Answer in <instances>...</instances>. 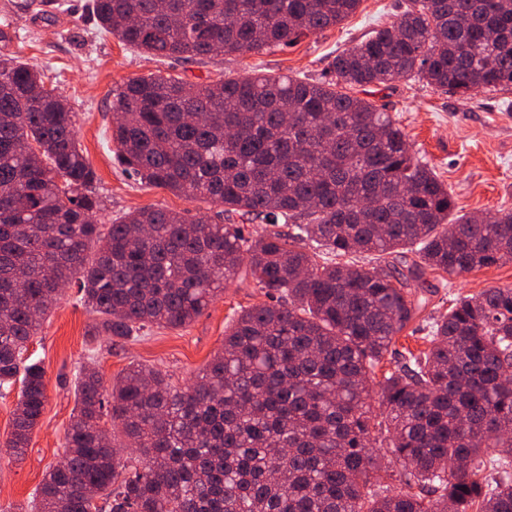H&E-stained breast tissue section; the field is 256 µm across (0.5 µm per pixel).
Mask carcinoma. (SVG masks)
I'll list each match as a JSON object with an SVG mask.
<instances>
[{"mask_svg": "<svg viewBox=\"0 0 512 512\" xmlns=\"http://www.w3.org/2000/svg\"><path fill=\"white\" fill-rule=\"evenodd\" d=\"M360 3L93 0V13L148 55L211 59L287 46ZM411 77L460 95L512 86V0H405L317 82L150 75L116 90L120 165L273 226L253 238L162 208L96 223L76 113L40 94L35 67L0 60V390L20 383L8 454L45 411V369L24 353L68 286L97 315L89 335L109 342L192 323L243 268L266 297L184 388L132 364L107 390L82 364L66 466L48 470L30 512H512V288L458 297L424 350L382 372L381 416L371 410L376 369L419 308L410 277L512 261V211L452 215L397 122L352 94ZM305 241L337 261L318 263ZM396 252L408 273L343 261ZM108 414L136 463H121ZM491 462L504 471L485 474ZM395 475L417 492H391Z\"/></svg>", "mask_w": 512, "mask_h": 512, "instance_id": "obj_1", "label": "carcinoma"}]
</instances>
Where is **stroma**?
Returning a JSON list of instances; mask_svg holds the SVG:
<instances>
[{"label": "stroma", "mask_w": 512, "mask_h": 512, "mask_svg": "<svg viewBox=\"0 0 512 512\" xmlns=\"http://www.w3.org/2000/svg\"><path fill=\"white\" fill-rule=\"evenodd\" d=\"M399 3L361 0L357 12L341 25L288 46L185 60L144 54L102 32L91 0H56L45 14L37 12L34 0H0V29L13 34L9 45L0 44V56L36 66L46 84L73 108L77 140L97 176L102 223L155 207L221 224L225 217L219 206L143 184L115 161L113 89L151 74L190 84L242 79L258 72L315 81L328 74L336 55L394 21ZM373 99L398 122L416 155L448 187L455 213L492 215L512 210V88L463 97L400 79L378 87ZM493 287H512V261L459 275L427 273L418 285L426 304L406 328L403 346L422 350V338L433 319L447 314L453 300ZM263 300L254 280L242 275L184 328L153 327L134 341L93 343L87 333L96 316L86 309L77 286H70L28 344L27 357L46 370L47 405L23 455L0 456V512H29L46 471L61 460L76 407L77 369L87 358H95L107 386L135 363L162 371L174 386L183 387L222 348L236 311Z\"/></svg>", "instance_id": "stroma-1"}]
</instances>
